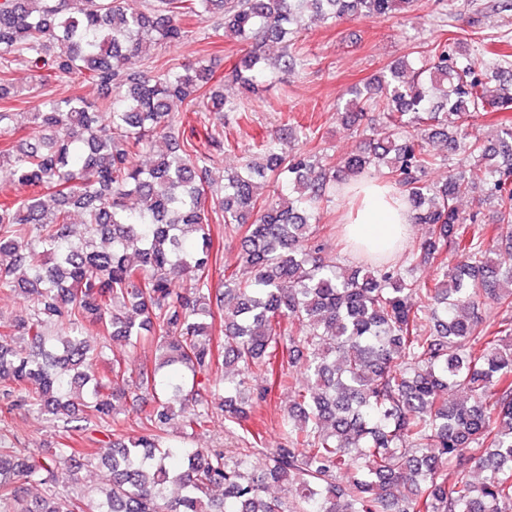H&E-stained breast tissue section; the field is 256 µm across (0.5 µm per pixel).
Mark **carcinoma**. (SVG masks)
Segmentation results:
<instances>
[{"label": "carcinoma", "instance_id": "cac0c4a2", "mask_svg": "<svg viewBox=\"0 0 512 512\" xmlns=\"http://www.w3.org/2000/svg\"><path fill=\"white\" fill-rule=\"evenodd\" d=\"M413 3L147 0L130 11L123 0H0L1 100L14 94L16 65L101 91L93 104L40 101L26 113L31 141H6L16 113L0 110V168L11 175L0 190L14 193L0 203V293L27 302L0 325V415L36 408L67 425L79 409L78 429L103 435L97 448L40 457L0 441V512H501L512 501V126L485 140L467 123L512 111L509 55L479 61L455 41L433 43L351 91L346 124L379 112L355 153L287 154L275 130L261 157H245L220 185L211 166L224 131L205 124L197 141L171 105L187 101L206 120L240 119L247 104L216 90L203 61L158 67L149 57L220 13L248 46L229 79L250 90L270 69L297 66L303 21L380 20ZM133 57L146 67L130 69ZM438 135L446 156L430 149ZM143 155L152 164L140 165ZM460 155L484 166L482 201L498 218L490 241L457 207L476 188L466 165L427 179ZM342 173L384 179L411 223L431 227L409 269L342 268L322 247L315 211ZM213 223L242 248L222 291L210 278ZM89 326L97 349L84 340ZM147 334L155 357H114L97 375L111 343L135 348ZM298 366L307 379L293 376ZM128 384L152 402L136 437L120 418ZM275 384L292 404L283 442L265 448L246 422ZM218 389L224 425L248 445L236 457L165 433L175 418L187 432L205 428ZM452 390L464 398L448 401ZM255 455L267 462L255 467ZM75 457L100 460L110 485L58 495L61 463ZM21 481L45 495L18 497Z\"/></svg>", "mask_w": 512, "mask_h": 512}]
</instances>
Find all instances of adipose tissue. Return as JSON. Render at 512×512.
Instances as JSON below:
<instances>
[{
	"label": "adipose tissue",
	"mask_w": 512,
	"mask_h": 512,
	"mask_svg": "<svg viewBox=\"0 0 512 512\" xmlns=\"http://www.w3.org/2000/svg\"><path fill=\"white\" fill-rule=\"evenodd\" d=\"M410 227L411 213L404 200L371 183L351 209L346 232L355 249L383 253L395 242L407 241Z\"/></svg>",
	"instance_id": "ef3b65f1"
}]
</instances>
